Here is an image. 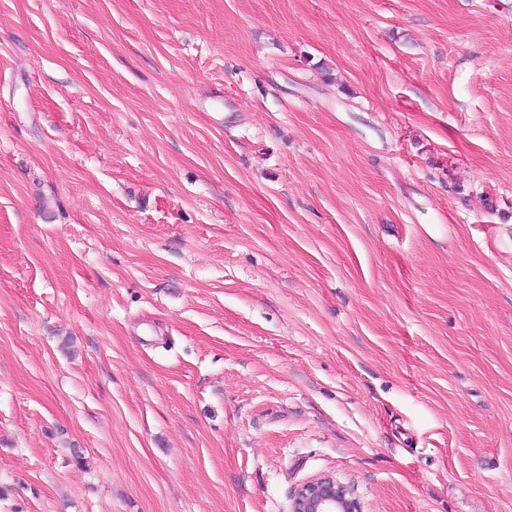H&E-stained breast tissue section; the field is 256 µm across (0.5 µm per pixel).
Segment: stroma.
Wrapping results in <instances>:
<instances>
[{"label": "stroma", "mask_w": 512, "mask_h": 512, "mask_svg": "<svg viewBox=\"0 0 512 512\" xmlns=\"http://www.w3.org/2000/svg\"><path fill=\"white\" fill-rule=\"evenodd\" d=\"M512 512V0H0V512ZM290 512H363L350 489L329 474L303 483L294 493Z\"/></svg>", "instance_id": "1"}]
</instances>
